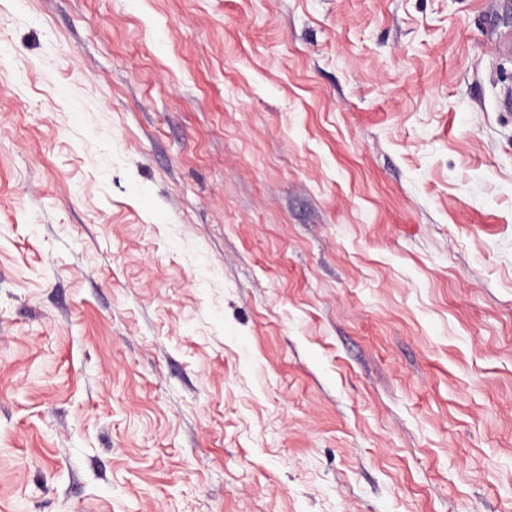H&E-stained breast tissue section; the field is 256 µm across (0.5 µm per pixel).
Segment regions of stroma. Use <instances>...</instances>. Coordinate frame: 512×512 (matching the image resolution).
I'll return each mask as SVG.
<instances>
[{
    "label": "stroma",
    "instance_id": "obj_1",
    "mask_svg": "<svg viewBox=\"0 0 512 512\" xmlns=\"http://www.w3.org/2000/svg\"><path fill=\"white\" fill-rule=\"evenodd\" d=\"M512 0H0V512H512Z\"/></svg>",
    "mask_w": 512,
    "mask_h": 512
}]
</instances>
